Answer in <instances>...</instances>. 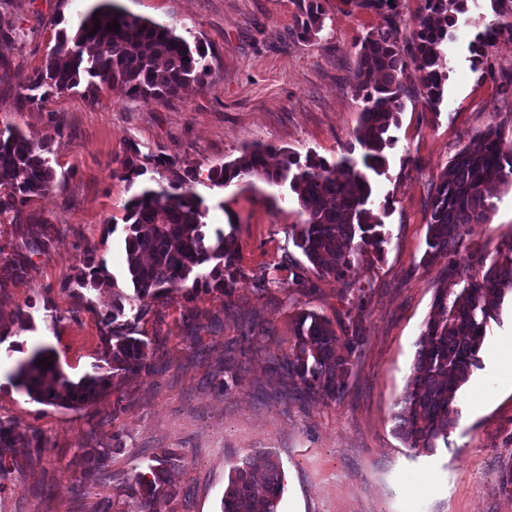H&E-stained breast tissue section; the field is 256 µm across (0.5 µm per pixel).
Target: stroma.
Here are the masks:
<instances>
[{"label": "stroma", "mask_w": 512, "mask_h": 512, "mask_svg": "<svg viewBox=\"0 0 512 512\" xmlns=\"http://www.w3.org/2000/svg\"><path fill=\"white\" fill-rule=\"evenodd\" d=\"M320 2L322 28L304 39L296 0H121L129 13L204 47L205 86L176 98L132 99L115 84L93 92L81 86L30 106L17 86L0 85V127L10 123L37 139L63 128L53 144L56 189L26 207L20 223L0 217V253L30 259L24 277L0 291V418L45 442L0 475V512H133L134 500L118 495L116 484L169 449L185 467L178 497L159 512H221L232 461L266 450L284 470L278 512H512V487L500 483L512 467V389L497 388L512 358L493 351L499 337L512 336L511 300L483 344L480 368L457 395L460 415L447 445L408 448L394 420L442 285L438 267L420 264L432 189L475 132L493 124L512 135V41L501 39L487 67L475 64V37L493 17L490 0H471L452 29L438 111L423 103L414 70L402 77L408 94L391 131L388 167L372 179L390 242L383 258L364 255L356 270L368 291L367 340L344 398L307 399L299 382L270 369L272 357L291 350L299 310L332 319L348 303L331 277L316 278L311 295L289 290L296 267L307 263L291 237L302 221L291 193L257 178L218 189L207 173L256 144L331 161L353 143L357 44L385 16L359 0ZM12 12L23 37L0 51L26 76L44 64L72 7L13 0ZM132 144L142 156L163 155L196 172L207 223L233 232L238 243L241 276L231 295L136 298L124 264L125 205L143 182L164 181L167 172L151 164L143 178L126 180L121 162ZM495 205L490 223L471 226L472 246L491 251L512 240V191ZM90 250L104 260L110 286L67 285ZM262 275L269 285L256 284ZM116 292L125 297L124 322L153 344L152 374L115 376L95 402L70 409L37 402L15 385L17 363L39 347L54 350L70 380L109 373V330L98 314ZM251 320L267 330L254 345L243 338ZM228 354L241 369L222 394L216 386ZM492 388L488 405L469 407L476 391ZM86 448L112 451L101 483L81 482Z\"/></svg>", "instance_id": "obj_1"}]
</instances>
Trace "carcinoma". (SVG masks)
<instances>
[{
    "mask_svg": "<svg viewBox=\"0 0 512 512\" xmlns=\"http://www.w3.org/2000/svg\"><path fill=\"white\" fill-rule=\"evenodd\" d=\"M377 10H388L385 25L366 36L359 51L358 68L352 74L356 96L362 101L354 138L361 159L349 149L336 161L310 153L278 150L280 163L269 166L273 147L257 146L241 157L209 169L211 186L222 188L234 180L257 176L284 186L293 194L304 215L292 226L293 242L313 271L340 282L343 291L356 298L346 313L331 321L313 311L295 318V341L291 352L272 360L270 369L297 380L309 395L341 400L353 359L366 342L362 311L366 290L355 288L354 272L369 250L384 251L389 235L375 213L372 177L385 173L386 148L393 143L391 128L398 125L404 94L401 77L409 67L419 73L424 99L436 108L443 99L448 79L449 29L457 14L467 10L468 0H422L416 28L410 40L400 38L399 0H363ZM300 36L316 34L323 15L319 0H297ZM495 14L478 35L475 49H485L502 35L512 40V0H491ZM13 0H0V42L21 37V28L11 18ZM100 15H95V12ZM101 28L93 30L95 20ZM118 22L110 31L107 24ZM205 52L150 19L127 13L117 0H95L82 9L66 28L56 34L55 44L43 66L26 77L14 72L10 59L0 56V84L17 81L19 99L41 105L49 98L81 84L95 89L119 83L131 98L169 99L188 86L204 84L208 67ZM38 141L20 129L0 128V215L22 213L33 200L57 186L49 154L54 137ZM140 151L130 147L122 161L124 178L131 181L146 173L138 163ZM154 162L170 177L164 185L145 184L126 207L128 234L124 240L126 274L138 298L164 300L174 292L184 297L198 289L225 294L237 283L233 234L208 229V208L193 189L197 175L181 172L177 162L161 155ZM512 190V138L500 126H489L474 135L446 166L434 187L427 224L425 266L447 260L441 274L459 289H437L432 311L420 334L413 373L397 413V433L410 448L432 449L441 440L448 443L458 410L457 394L480 366V352L491 322L507 294H512V241L490 255L473 248L466 236L472 224H487L495 209L494 199ZM28 258H0V289L23 277ZM108 275L93 253L87 256L68 283L99 290ZM288 287L301 294L316 291L306 271L295 274ZM123 297L113 296L112 309L99 314L110 327L124 315ZM106 356L116 374H149L154 369L151 341L133 336L130 330L112 331ZM51 362L49 368L39 360ZM47 348H37L17 363L15 384L32 399L64 408L89 404L111 385L108 374L87 375L77 382L65 378ZM42 448V437L21 432L18 424L0 419V475L7 472L30 447ZM108 448H84L83 456L93 468L83 473L87 482L99 481V471L109 457ZM184 467L182 457L165 450L148 471L136 473L118 493L136 500V512H155L160 501L177 497L174 475ZM283 470L279 458L262 451L232 462L224 489L222 512H277L283 493Z\"/></svg>",
    "mask_w": 512,
    "mask_h": 512,
    "instance_id": "carcinoma-1",
    "label": "carcinoma"
}]
</instances>
